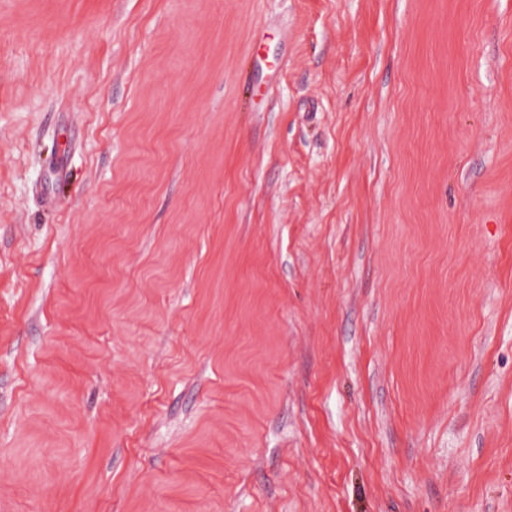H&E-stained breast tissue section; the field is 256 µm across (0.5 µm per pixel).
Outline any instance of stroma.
Instances as JSON below:
<instances>
[{
  "label": "stroma",
  "mask_w": 512,
  "mask_h": 512,
  "mask_svg": "<svg viewBox=\"0 0 512 512\" xmlns=\"http://www.w3.org/2000/svg\"><path fill=\"white\" fill-rule=\"evenodd\" d=\"M0 512H512V0H0Z\"/></svg>",
  "instance_id": "stroma-1"
}]
</instances>
